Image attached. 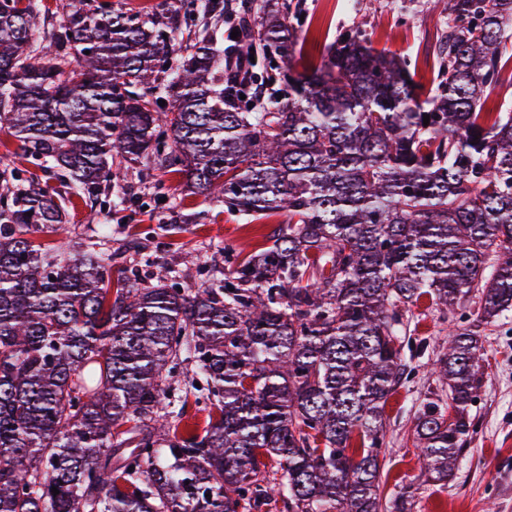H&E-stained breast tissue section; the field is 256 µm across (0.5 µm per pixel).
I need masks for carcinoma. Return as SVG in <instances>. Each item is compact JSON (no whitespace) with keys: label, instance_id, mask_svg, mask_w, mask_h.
<instances>
[{"label":"carcinoma","instance_id":"obj_1","mask_svg":"<svg viewBox=\"0 0 512 512\" xmlns=\"http://www.w3.org/2000/svg\"><path fill=\"white\" fill-rule=\"evenodd\" d=\"M182 2L148 22L70 0L45 46L42 0H0V127L44 173L0 169V512H412L380 492L408 313L474 290L476 322L512 310V113L482 111L512 81V0H448L434 91L360 29L293 70L288 0L257 24L244 10L228 43L224 0ZM259 80L278 87L241 99ZM142 161L288 223L201 288L114 282L111 257L26 237L64 228L52 181L96 202ZM185 362L210 402L200 434L169 400ZM484 371L480 332H448V400L412 438L437 482Z\"/></svg>","mask_w":512,"mask_h":512}]
</instances>
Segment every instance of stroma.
<instances>
[{
    "label": "stroma",
    "instance_id": "obj_1",
    "mask_svg": "<svg viewBox=\"0 0 512 512\" xmlns=\"http://www.w3.org/2000/svg\"><path fill=\"white\" fill-rule=\"evenodd\" d=\"M300 16L292 22L301 51L292 59L300 71L320 62L337 34L354 27L371 38L376 49L408 60L415 81L431 84L436 47L448 31V0H294ZM182 178L152 164L125 168L107 193L110 200L130 196L128 204L110 207L70 195L61 232H38L35 242L63 247L76 255L80 245L97 241L112 251V270L152 281L158 271L189 272L185 285L194 288L213 281L214 269L228 270L238 251L269 245L286 224L274 213L251 220L227 212L223 200L181 192ZM167 199L157 202L158 186ZM481 300L472 292L451 313L414 306L415 318L405 349L421 348L419 367L389 398L387 434L381 450L380 489L383 498L410 492L413 512H512V312L483 332L489 363L477 405L470 414L478 430L464 444L461 463L444 484L428 481L411 443L415 418L426 400L447 399L448 389L434 364L448 344V333L471 325Z\"/></svg>",
    "mask_w": 512,
    "mask_h": 512
}]
</instances>
